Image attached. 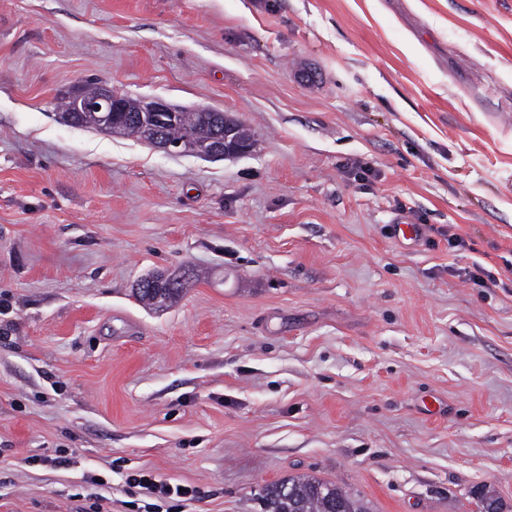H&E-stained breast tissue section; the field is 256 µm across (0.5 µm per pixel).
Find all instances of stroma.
Listing matches in <instances>:
<instances>
[{
  "instance_id": "obj_1",
  "label": "stroma",
  "mask_w": 512,
  "mask_h": 512,
  "mask_svg": "<svg viewBox=\"0 0 512 512\" xmlns=\"http://www.w3.org/2000/svg\"><path fill=\"white\" fill-rule=\"evenodd\" d=\"M88 78L255 148L67 126ZM141 470L196 490L156 512H512V0H0V512H145ZM185 270L186 269H183L182 271L173 273H156L142 277L135 282L134 289L137 291H148L155 295L156 300H159L169 288L181 287L185 284V276H182ZM184 290L185 289H175L170 291L159 301H154L155 298L147 293L135 292V296L144 306L162 307L175 302L182 295ZM262 499L265 512H370L348 490L310 475L274 483Z\"/></svg>"
}]
</instances>
